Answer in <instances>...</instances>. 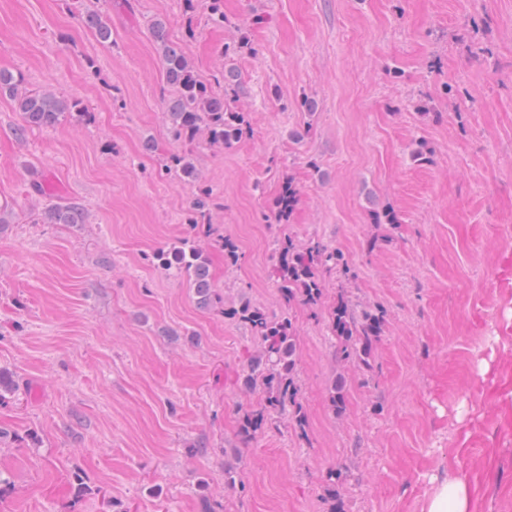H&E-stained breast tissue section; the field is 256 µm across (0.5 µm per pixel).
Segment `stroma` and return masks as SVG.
Listing matches in <instances>:
<instances>
[{
  "instance_id": "1",
  "label": "stroma",
  "mask_w": 512,
  "mask_h": 512,
  "mask_svg": "<svg viewBox=\"0 0 512 512\" xmlns=\"http://www.w3.org/2000/svg\"><path fill=\"white\" fill-rule=\"evenodd\" d=\"M81 9L0 0V69L94 113L21 141L0 98V205L13 214L0 227V367L17 383L0 397V512H328L322 477L345 467L346 512H423L451 471L470 512H512V0H224L220 27L179 0H104L108 45ZM153 17L202 77L238 74L232 106L249 133L195 156L220 202L210 274L225 305L245 296L291 317L305 437L284 418L239 436L260 398L240 382L258 341L153 262L187 237L192 195L157 173L182 146L164 122ZM288 181L299 201L280 224ZM72 200L87 223H37ZM384 211L397 226L376 223ZM286 235L348 261L322 271L316 308L280 296ZM341 295L385 315L371 367L335 356L326 325ZM338 373L348 402L335 415Z\"/></svg>"
}]
</instances>
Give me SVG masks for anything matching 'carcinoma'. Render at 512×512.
<instances>
[{"mask_svg": "<svg viewBox=\"0 0 512 512\" xmlns=\"http://www.w3.org/2000/svg\"><path fill=\"white\" fill-rule=\"evenodd\" d=\"M81 21L102 43L112 42V27L103 13L88 9ZM161 55L166 83L174 96L164 110L171 138L184 145L203 140L211 146L233 144L246 132V116L233 110L228 93L237 91L239 83L233 71H226L208 82L199 78L184 52L167 36L166 22L161 18L148 21ZM0 98L9 99L20 113L21 124L16 137L25 139L31 129H49L68 118L89 120L92 113L77 99H68L51 91H34L26 86L25 77L0 69ZM165 171L187 182L196 184V193L186 213V221L193 229L206 227L213 209L219 207L210 190L199 184L193 154L183 151L171 154ZM298 201V190L288 183L276 202L275 217L288 220ZM87 213L77 203L54 204L42 213L45 224H84ZM279 264L276 277L283 299L292 305L304 302L318 305L323 288L319 278L322 268L347 270L343 254L320 242L299 245L290 237L276 241ZM157 266L167 274L180 278L192 289L196 303L203 309H212L221 303L210 276L209 257L197 237L190 236L180 246L154 255ZM224 315L246 326L259 342V349L247 359L242 383L251 390L261 391L260 400L246 412L239 426L242 439L253 438L262 429L275 423V419L288 413V419L299 431H306V420L298 403V364L294 326L286 316L272 317L248 299L224 309ZM384 326V314L378 309L357 310L350 300L338 297L329 316V331L335 341L336 356L341 362L371 366V360ZM333 413L341 414L346 408L347 389L343 375L334 377L328 392ZM347 475L331 471L324 480L331 512H344L341 488Z\"/></svg>", "mask_w": 512, "mask_h": 512, "instance_id": "carcinoma-1", "label": "carcinoma"}]
</instances>
